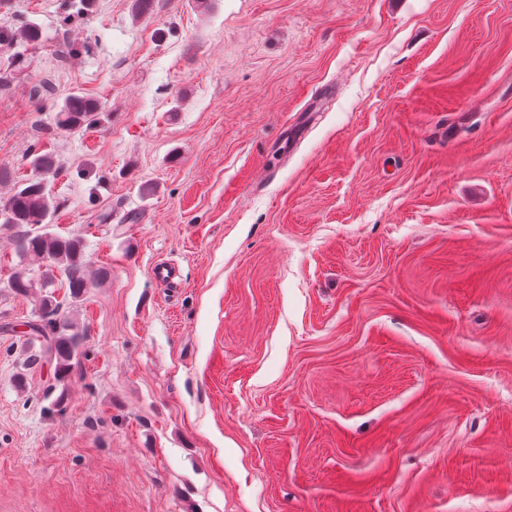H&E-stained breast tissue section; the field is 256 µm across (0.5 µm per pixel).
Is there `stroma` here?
I'll return each instance as SVG.
<instances>
[{
	"instance_id": "obj_1",
	"label": "stroma",
	"mask_w": 512,
	"mask_h": 512,
	"mask_svg": "<svg viewBox=\"0 0 512 512\" xmlns=\"http://www.w3.org/2000/svg\"><path fill=\"white\" fill-rule=\"evenodd\" d=\"M70 5L0 0V193L109 276L50 415L0 224V512H512V0ZM43 37L42 31L35 25H30L20 31L0 29V44L4 43L13 48H27L37 44ZM102 106L95 100L83 95H68L56 113V124L63 130H73L84 125L100 122Z\"/></svg>"
}]
</instances>
